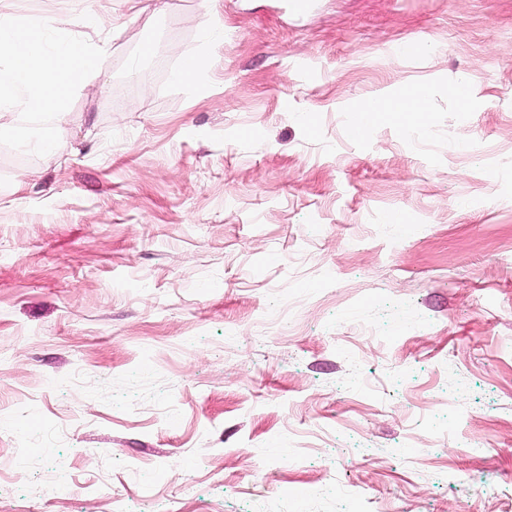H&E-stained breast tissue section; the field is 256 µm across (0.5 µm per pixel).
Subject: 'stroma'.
I'll return each mask as SVG.
<instances>
[{"instance_id":"stroma-1","label":"stroma","mask_w":512,"mask_h":512,"mask_svg":"<svg viewBox=\"0 0 512 512\" xmlns=\"http://www.w3.org/2000/svg\"><path fill=\"white\" fill-rule=\"evenodd\" d=\"M165 3L0 0L111 45L0 146V506L512 512V0ZM207 67V57L202 54L187 56L175 73V80L185 90L196 88L199 79ZM430 88L426 85H416L406 91L370 98L354 103L350 112L355 114L353 125L357 127L362 122L360 113L369 115L370 119L359 129V134H365L382 118L390 116L396 121L405 122L406 119L415 118L418 123L425 125L429 119L428 99Z\"/></svg>"}]
</instances>
